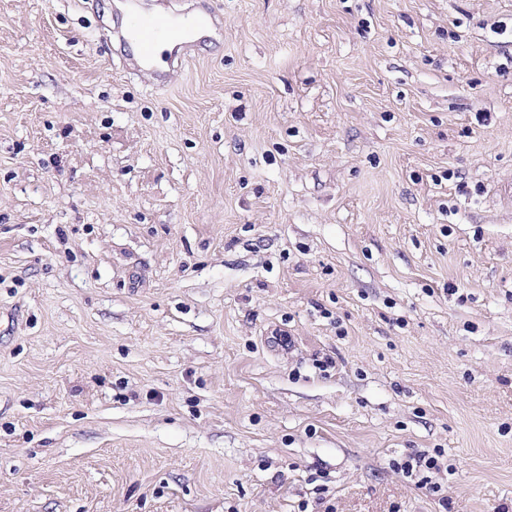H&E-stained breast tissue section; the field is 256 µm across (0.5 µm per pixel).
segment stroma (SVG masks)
I'll return each instance as SVG.
<instances>
[{"label":"stroma","instance_id":"35a3bbf8","mask_svg":"<svg viewBox=\"0 0 512 512\" xmlns=\"http://www.w3.org/2000/svg\"><path fill=\"white\" fill-rule=\"evenodd\" d=\"M210 2L0 0V512H512V0ZM120 41L124 42L128 37L136 39L140 44V55L127 58L129 70H139L144 63L150 62L154 57L155 46L160 38H164L173 48L169 53L167 69H153V80L157 87L164 88L169 81L170 69L182 64L191 58L196 46L189 40V32L179 25L170 28L165 27L157 18L144 17L138 14L129 16L126 26L118 33ZM165 41H159L156 46L155 62H160V54L169 49L170 45Z\"/></svg>","mask_w":512,"mask_h":512}]
</instances>
